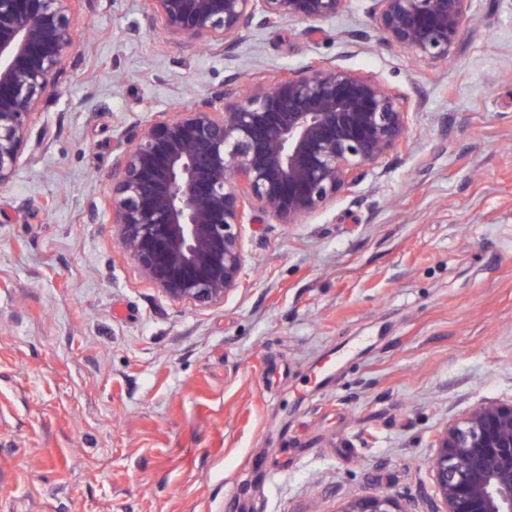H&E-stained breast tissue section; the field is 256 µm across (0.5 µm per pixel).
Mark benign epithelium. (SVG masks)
I'll use <instances>...</instances> for the list:
<instances>
[{
    "label": "benign epithelium",
    "instance_id": "benign-epithelium-1",
    "mask_svg": "<svg viewBox=\"0 0 512 512\" xmlns=\"http://www.w3.org/2000/svg\"><path fill=\"white\" fill-rule=\"evenodd\" d=\"M77 0H0V185L29 142L43 98L74 46ZM150 22L174 38L228 49L253 26L323 21L348 0H147ZM379 37L446 60L472 0H375ZM409 103L376 77L321 61L129 128L112 160L115 235L169 299L211 307L237 290L242 226L261 211L303 224L356 183L358 170L404 145ZM432 461L440 512H512V404L487 402L437 434ZM339 512H411L371 493Z\"/></svg>",
    "mask_w": 512,
    "mask_h": 512
}]
</instances>
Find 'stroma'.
Returning <instances> with one entry per match:
<instances>
[{"instance_id": "1", "label": "stroma", "mask_w": 512, "mask_h": 512, "mask_svg": "<svg viewBox=\"0 0 512 512\" xmlns=\"http://www.w3.org/2000/svg\"><path fill=\"white\" fill-rule=\"evenodd\" d=\"M375 7L221 53L81 0L0 185V512H430L438 431L512 402V0H472L441 61L380 41ZM317 60L407 97L405 148L306 223L255 213L224 303L167 299L112 232L124 132ZM337 512H413L399 499L385 493H371L349 500Z\"/></svg>"}]
</instances>
